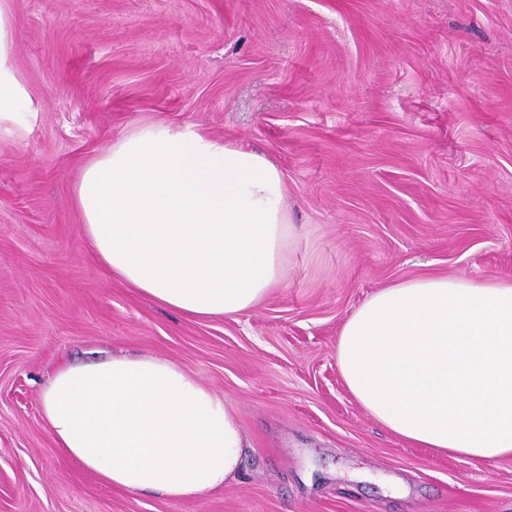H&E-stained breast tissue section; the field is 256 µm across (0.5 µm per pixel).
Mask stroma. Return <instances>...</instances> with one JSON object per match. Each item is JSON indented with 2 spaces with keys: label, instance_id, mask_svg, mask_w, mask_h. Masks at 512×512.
Listing matches in <instances>:
<instances>
[{
  "label": "stroma",
  "instance_id": "stroma-1",
  "mask_svg": "<svg viewBox=\"0 0 512 512\" xmlns=\"http://www.w3.org/2000/svg\"><path fill=\"white\" fill-rule=\"evenodd\" d=\"M38 123L0 137V512H512V458L439 456L347 389L336 339L381 288L512 280V0H10ZM150 121L283 172L288 277L187 316L98 259L81 170ZM149 353L223 395L249 446L193 500L118 490L56 447L66 362Z\"/></svg>",
  "mask_w": 512,
  "mask_h": 512
}]
</instances>
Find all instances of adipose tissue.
I'll return each instance as SVG.
<instances>
[{
	"mask_svg": "<svg viewBox=\"0 0 512 512\" xmlns=\"http://www.w3.org/2000/svg\"><path fill=\"white\" fill-rule=\"evenodd\" d=\"M0 0V135L39 120ZM84 233L112 273L197 317L253 310L298 237L281 170L189 125L142 124L81 171ZM353 397L439 455L512 458V280L421 276L365 300L336 341ZM60 451L112 487L192 499L239 475L246 434L219 395L159 355L60 366L41 401Z\"/></svg>",
	"mask_w": 512,
	"mask_h": 512,
	"instance_id": "1",
	"label": "adipose tissue"
}]
</instances>
